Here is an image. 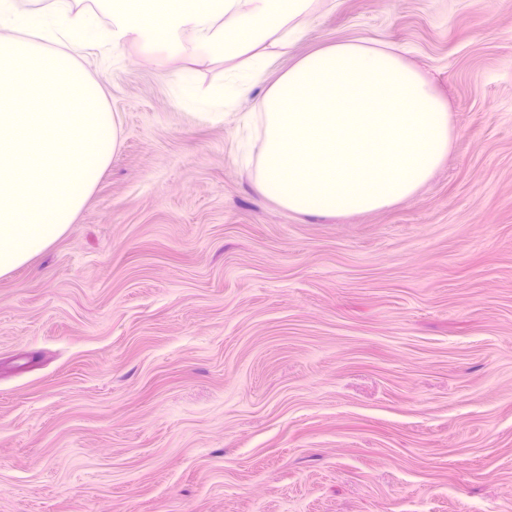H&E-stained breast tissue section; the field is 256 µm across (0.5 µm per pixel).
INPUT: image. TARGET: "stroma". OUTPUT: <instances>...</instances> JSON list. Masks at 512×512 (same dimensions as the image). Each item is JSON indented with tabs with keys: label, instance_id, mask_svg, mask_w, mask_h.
Here are the masks:
<instances>
[{
	"label": "stroma",
	"instance_id": "stroma-1",
	"mask_svg": "<svg viewBox=\"0 0 512 512\" xmlns=\"http://www.w3.org/2000/svg\"><path fill=\"white\" fill-rule=\"evenodd\" d=\"M267 75L341 40L447 101L409 200L305 217L258 130L176 105L221 62L76 53L120 146L0 278V512H512V0H314Z\"/></svg>",
	"mask_w": 512,
	"mask_h": 512
}]
</instances>
